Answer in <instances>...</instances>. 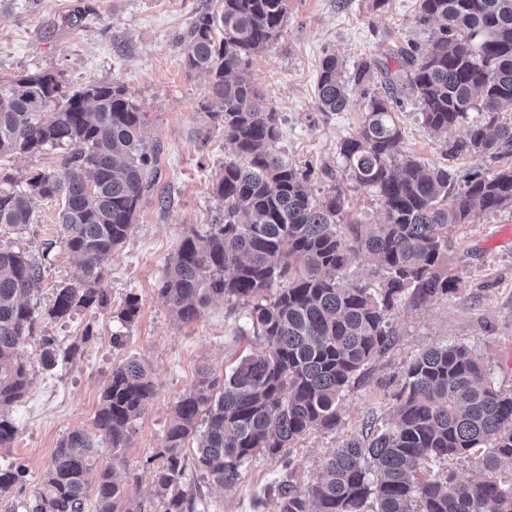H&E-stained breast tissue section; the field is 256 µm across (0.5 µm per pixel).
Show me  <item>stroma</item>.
I'll list each match as a JSON object with an SVG mask.
<instances>
[{"label": "stroma", "mask_w": 512, "mask_h": 512, "mask_svg": "<svg viewBox=\"0 0 512 512\" xmlns=\"http://www.w3.org/2000/svg\"><path fill=\"white\" fill-rule=\"evenodd\" d=\"M373 0H291L278 41L254 57L252 81L279 116L277 151L308 175L314 197L332 185L326 169L338 168L337 147L355 136L363 120L366 96L385 90L384 68H396L397 48L427 44L429 27L418 23L419 0H388L376 9ZM207 0H0V77L53 72L66 86L120 83L134 95L145 114L142 135L159 146L156 179L144 195L131 230L108 260L103 286L108 303L51 322L46 309L60 285L82 275L65 248L58 223L61 204L40 200L33 224L20 234H0V246L20 248L33 258L49 251L40 291L32 304L36 327L55 337L59 350L77 346L72 361L51 369L37 363L38 340L20 347L32 362L25 396L7 410L17 427L9 448H0V467L24 466V489L0 500V512H26V505L61 438L75 428H91L102 390L113 366L126 358L149 370L155 395L137 419L124 451L126 479L142 512H160L152 486L155 458L165 445L171 411L201 370L223 376L250 349L253 337L244 304L215 302L190 322L180 321L159 293L169 262L191 230H204L224 212L212 184L234 158L221 127L204 113L207 81L188 71L179 39ZM344 64L353 79L363 62L375 65L366 85L355 86L340 112L316 105V82L326 56ZM403 149L426 164L457 174L492 171L481 157L454 156L449 147L463 139L465 125L434 136L422 125L409 89L396 92ZM53 249H46V242ZM448 274L456 291L427 302H408L392 312L397 331L387 354L363 367L341 405L339 430H314L290 450L294 471L277 457L256 452L226 489L195 470H187L183 488L197 504L195 512H276L270 488L292 480L305 491L318 476L327 453L342 436L360 432L373 417L388 416L405 372L418 353L448 343L481 354L489 377L512 389V209L482 215L474 223L448 231ZM139 299L133 323L119 314L128 296ZM121 346H113V334Z\"/></svg>", "instance_id": "35a3bbf8"}]
</instances>
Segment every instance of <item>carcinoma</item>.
<instances>
[{
	"instance_id": "1",
	"label": "carcinoma",
	"mask_w": 512,
	"mask_h": 512,
	"mask_svg": "<svg viewBox=\"0 0 512 512\" xmlns=\"http://www.w3.org/2000/svg\"><path fill=\"white\" fill-rule=\"evenodd\" d=\"M289 0H219L200 12L181 38L187 68L208 78L207 104L235 160L212 184L224 219L180 242L159 288L177 317L197 319L215 299L248 306L255 346L224 376L207 371L174 406L152 484L162 512H193L183 490L187 469L222 487L234 485L257 451L283 449L318 429H334L352 378L385 353L395 332L390 311L406 298L448 295V227L512 208V165L463 178L426 166L400 150L402 132L394 88L406 84L421 123L448 132L477 113L451 151L496 163L512 157V0H419L418 22L434 26L430 46L397 50L402 70L385 71L389 90L368 96L358 134L338 147L343 178L372 191L383 219L353 216L339 185L317 199L307 174L275 150L278 113L265 104L249 75L252 56L282 34ZM318 107L339 112L349 102L343 64L326 57L317 76ZM144 113L119 83L71 89L51 72L0 78V159L55 150L61 170L36 172L14 187L0 167V233L34 223L35 203L61 201L59 224L82 276L56 289L46 311L60 321L107 305L102 283L112 253L123 244L139 203L156 177L141 135ZM359 257L374 282H352ZM42 266L22 249L0 247V410L28 389L30 368L18 356L35 336L29 303ZM46 369L71 360L40 337ZM154 386L147 368L129 358L112 368L92 428L61 439L28 512H84L88 474L100 445L111 463L98 474L96 512H142L123 480L134 422L147 410ZM17 428L0 414V448ZM200 435L186 451V442ZM473 462L469 478L450 468L442 477L425 463ZM512 460V391L486 380L484 365L465 345L431 348L408 366L393 422L372 421L330 451L305 492L277 486L278 512H512V479L497 477ZM22 467H0V498L24 488Z\"/></svg>"
}]
</instances>
